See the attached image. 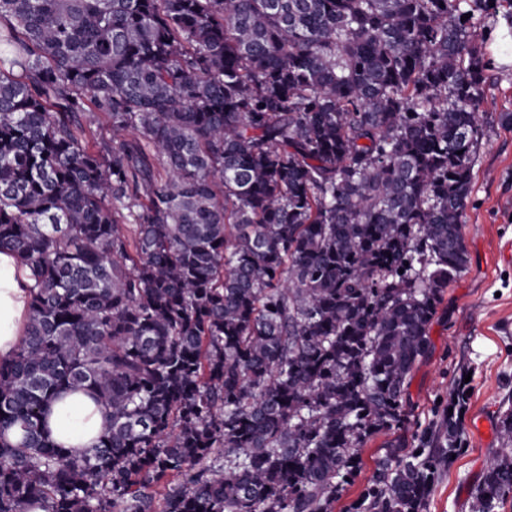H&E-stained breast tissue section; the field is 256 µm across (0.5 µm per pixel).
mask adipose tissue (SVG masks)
Here are the masks:
<instances>
[{"instance_id":"adipose-tissue-1","label":"adipose tissue","mask_w":512,"mask_h":512,"mask_svg":"<svg viewBox=\"0 0 512 512\" xmlns=\"http://www.w3.org/2000/svg\"><path fill=\"white\" fill-rule=\"evenodd\" d=\"M30 281L18 256L0 248V359H8L21 341L28 322ZM46 429L51 440L66 448H89L103 431V419L92 397L67 392L48 408Z\"/></svg>"}]
</instances>
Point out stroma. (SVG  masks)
Listing matches in <instances>:
<instances>
[{
	"label": "stroma",
	"instance_id": "35a3bbf8",
	"mask_svg": "<svg viewBox=\"0 0 512 512\" xmlns=\"http://www.w3.org/2000/svg\"><path fill=\"white\" fill-rule=\"evenodd\" d=\"M489 74L491 84L479 112L484 136L462 217L468 266L449 283L430 326L431 350L413 371L405 426L367 442L362 468L334 512H346L359 498L389 442H410L414 433L431 426L439 400L459 381H467L470 389L462 413V448L423 512H476L472 490L503 446L502 435L487 442L474 427L478 417L498 419L512 405V126L497 120L499 113H512V68L494 66Z\"/></svg>",
	"mask_w": 512,
	"mask_h": 512
}]
</instances>
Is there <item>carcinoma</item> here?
Wrapping results in <instances>:
<instances>
[{
  "instance_id": "obj_1",
  "label": "carcinoma",
  "mask_w": 512,
  "mask_h": 512,
  "mask_svg": "<svg viewBox=\"0 0 512 512\" xmlns=\"http://www.w3.org/2000/svg\"><path fill=\"white\" fill-rule=\"evenodd\" d=\"M489 2L0 0V247L32 281L0 512H332L467 268ZM76 390L91 448L45 430ZM501 427L477 512L512 497ZM462 442L446 412L389 444L346 512H422ZM45 424L51 440L65 448H91L103 431L100 410L85 391L62 394L48 407Z\"/></svg>"
}]
</instances>
